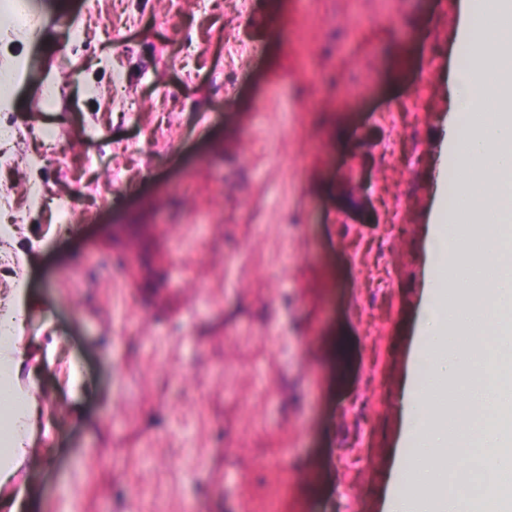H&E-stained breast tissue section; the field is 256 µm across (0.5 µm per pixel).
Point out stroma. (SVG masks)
<instances>
[{
  "label": "stroma",
  "mask_w": 512,
  "mask_h": 512,
  "mask_svg": "<svg viewBox=\"0 0 512 512\" xmlns=\"http://www.w3.org/2000/svg\"><path fill=\"white\" fill-rule=\"evenodd\" d=\"M269 2L101 0L65 59L53 28L15 49L28 66L7 112L65 130L89 182L69 214L19 206L33 320L13 346L42 415L7 490L28 488L31 512H167L174 495L239 512L227 455L257 485L281 469L276 512H384L401 488L439 234L429 139L450 128L475 0H387L377 16L282 0L281 38L249 24ZM44 83L64 90L55 106L33 104ZM65 166L32 143L12 178L61 194ZM118 184L150 206L130 210ZM63 343L69 360L48 357ZM228 367L243 384L220 402ZM135 372L153 385L130 415L117 383ZM250 401L249 434L224 429L220 404Z\"/></svg>",
  "instance_id": "obj_1"
}]
</instances>
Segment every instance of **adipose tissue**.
Here are the masks:
<instances>
[{
    "label": "adipose tissue",
    "instance_id": "ef3b65f1",
    "mask_svg": "<svg viewBox=\"0 0 512 512\" xmlns=\"http://www.w3.org/2000/svg\"><path fill=\"white\" fill-rule=\"evenodd\" d=\"M468 60L466 71L456 77V105L461 119L450 136L456 168L469 186L458 200L460 212L492 227L496 242L495 267L502 274L493 291L477 287L462 295L431 290L428 302L444 314L448 328L430 333L415 354L421 367L440 377L458 374L473 355L459 351L458 333L474 331L479 322L493 323L494 345L485 353L484 366L492 376L484 388L471 393L460 408L462 418L480 415L484 429L480 451L470 450L467 434L449 440L447 425L430 407L428 391L410 398L407 413L419 453L421 470L406 469L403 490L391 495L385 512H512V324L494 321L498 308H512V271H504L512 255V123L503 122L498 99H512V0H483V20L470 27L459 42ZM493 81H486L488 72ZM437 261L441 281H465L479 265L478 253L465 236L438 238ZM23 358L11 347L0 348V387L12 429L5 455L10 464L0 466V484L8 483L27 456L25 442L36 407L28 396L10 384ZM449 481L450 490L438 491V481Z\"/></svg>",
    "mask_w": 512,
    "mask_h": 512
}]
</instances>
